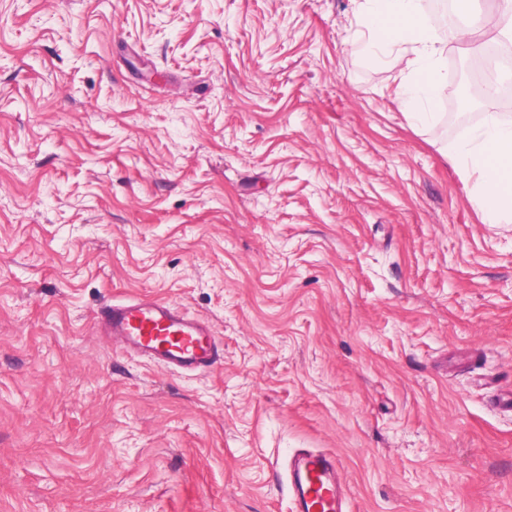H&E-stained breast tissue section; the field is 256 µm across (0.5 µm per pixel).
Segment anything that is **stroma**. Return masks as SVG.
I'll use <instances>...</instances> for the list:
<instances>
[{
	"mask_svg": "<svg viewBox=\"0 0 512 512\" xmlns=\"http://www.w3.org/2000/svg\"><path fill=\"white\" fill-rule=\"evenodd\" d=\"M363 0H0V512H292L336 455L347 512H512V223L442 120L351 48ZM158 299L224 348L105 338ZM108 334L170 369H210L224 357L208 325L161 300L110 304L100 313ZM288 489L297 512H344L340 467L330 454L301 450L291 455Z\"/></svg>",
	"mask_w": 512,
	"mask_h": 512,
	"instance_id": "1",
	"label": "stroma"
}]
</instances>
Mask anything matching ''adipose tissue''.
<instances>
[{
    "mask_svg": "<svg viewBox=\"0 0 512 512\" xmlns=\"http://www.w3.org/2000/svg\"><path fill=\"white\" fill-rule=\"evenodd\" d=\"M364 18L369 35L357 42V49L400 67L398 99L404 117L413 126L432 125L445 90L434 35L439 18L426 11L424 0H366ZM452 160L484 223L511 224L512 117L485 113L480 123L462 131Z\"/></svg>",
    "mask_w": 512,
    "mask_h": 512,
    "instance_id": "ef3b65f1",
    "label": "adipose tissue"
}]
</instances>
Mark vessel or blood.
<instances>
[{"mask_svg": "<svg viewBox=\"0 0 512 512\" xmlns=\"http://www.w3.org/2000/svg\"><path fill=\"white\" fill-rule=\"evenodd\" d=\"M112 338L170 369L206 370L224 356L208 325L161 300L110 304L100 313ZM295 512H344L340 467L334 456L301 450L288 459Z\"/></svg>", "mask_w": 512, "mask_h": 512, "instance_id": "1", "label": "vessel or blood"}]
</instances>
